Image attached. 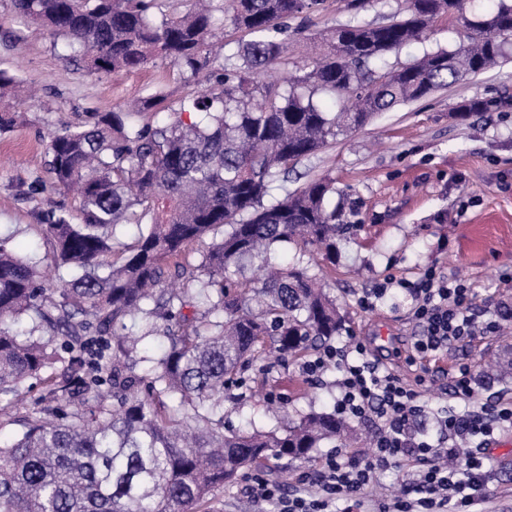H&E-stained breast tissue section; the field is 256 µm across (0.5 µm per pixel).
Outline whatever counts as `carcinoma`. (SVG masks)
<instances>
[{
	"label": "carcinoma",
	"mask_w": 512,
	"mask_h": 512,
	"mask_svg": "<svg viewBox=\"0 0 512 512\" xmlns=\"http://www.w3.org/2000/svg\"><path fill=\"white\" fill-rule=\"evenodd\" d=\"M323 2L193 0L159 18L155 0H12L17 14L65 36L93 72H134L164 59L200 91L177 108L151 95L51 134L53 187L76 190L82 215L79 224L51 215L42 228L51 262L69 277L59 299L46 297L32 259L0 239V396L16 398L35 380L59 402L51 419L10 418L22 429L0 441V512H189L270 454L303 459L354 431L333 410L299 414L280 431L224 429V387L252 365L258 346L299 354L342 331L335 300L307 268L268 267L282 243L336 253V234L347 228L336 223V190L322 179L294 192L282 182L376 114L512 58V40L499 37L512 34V0L472 14L470 0H405L379 25L358 20L366 0H347L350 19L321 36L311 69L285 85L259 81L288 55V21ZM440 20L464 28L457 48L388 65ZM226 22L251 39L218 54L214 39ZM149 109L172 118L132 120ZM511 110L504 93L464 100L455 112ZM123 224L138 227L131 246L117 235ZM217 232L199 265L176 264L193 287H160L167 259ZM257 260L256 274L244 276ZM186 307L201 316L172 322ZM137 314L147 336L157 332L155 318L168 321L160 356L140 357L120 339L87 360L90 328L103 336ZM24 317L45 335L14 329ZM140 363L149 364L143 375ZM510 377L507 341L480 381ZM75 396L85 408L68 409Z\"/></svg>",
	"instance_id": "obj_1"
}]
</instances>
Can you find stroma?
I'll use <instances>...</instances> for the list:
<instances>
[{
	"label": "stroma",
	"mask_w": 512,
	"mask_h": 512,
	"mask_svg": "<svg viewBox=\"0 0 512 512\" xmlns=\"http://www.w3.org/2000/svg\"><path fill=\"white\" fill-rule=\"evenodd\" d=\"M349 16L345 0H325L323 9L291 20L307 37L289 41V62L301 65L315 56L316 34ZM66 44L64 36L26 23L11 0H0V70L20 85L16 94L0 98V113L22 115L14 128L0 132V238L36 261L49 283L56 276L38 245L40 226L53 212L80 221L77 196L48 188L50 133L155 93L176 107L198 91L164 60L138 73H93ZM504 92L512 94V60L377 114L289 174L292 191L313 179L332 180L333 202L348 226L336 239L335 259L317 254L307 263L345 320L331 346L357 338L395 374L413 381L420 369L408 358L417 328L403 285L432 266L465 280L479 311L512 325V112L466 120L454 115L463 100ZM391 278L395 286L373 309L359 306L363 293ZM316 354L312 348L302 357L260 355L238 384L224 390L225 427L275 429L278 405L290 414L332 409L335 369L311 381L300 373L303 360ZM334 449L325 443L302 461L271 458L243 469L194 512H276L274 505L251 500V476L291 491L298 474H315ZM482 453L491 463L489 497L476 512H512V427L496 430Z\"/></svg>",
	"instance_id": "stroma-1"
}]
</instances>
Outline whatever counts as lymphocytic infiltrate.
I'll return each instance as SVG.
<instances>
[{
  "label": "lymphocytic infiltrate",
  "instance_id": "obj_1",
  "mask_svg": "<svg viewBox=\"0 0 512 512\" xmlns=\"http://www.w3.org/2000/svg\"><path fill=\"white\" fill-rule=\"evenodd\" d=\"M415 300L413 319L418 333L413 350L423 360L447 353L450 346L496 332L498 324L479 320L474 311L475 294L470 285L448 278L437 268H428L410 290ZM340 374L334 408L338 416L369 421L377 438L369 455L359 461L341 453L326 456L314 479V494L285 492L279 484L254 477L249 494L254 501H274L279 512H330L332 503L347 502V512H359L363 492L374 482L377 470L401 467L404 462H427L419 479L403 480L400 496L381 512H471L476 493L485 481L482 456L459 457V441L486 444L497 427L512 425V403L497 400L483 403L479 411L458 413L441 410L436 418V441H418L410 428L422 412L419 388L426 376L408 384L377 359L369 357L363 342L347 349L327 348L315 359L305 361L302 371L315 376L328 364Z\"/></svg>",
  "mask_w": 512,
  "mask_h": 512
}]
</instances>
